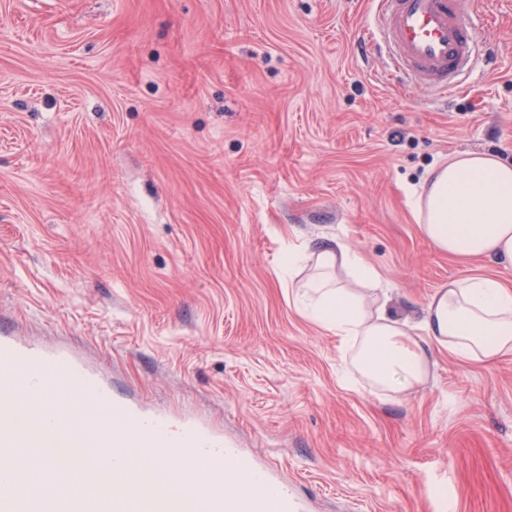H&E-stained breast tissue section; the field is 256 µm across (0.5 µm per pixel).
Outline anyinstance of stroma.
Instances as JSON below:
<instances>
[{"label":"stroma","instance_id":"stroma-1","mask_svg":"<svg viewBox=\"0 0 512 512\" xmlns=\"http://www.w3.org/2000/svg\"><path fill=\"white\" fill-rule=\"evenodd\" d=\"M487 2L497 62L443 106L356 53L372 0H0V332L220 423L305 512H512V353L370 387L281 264L341 239L413 327L450 280L512 291L408 198L459 152L512 162V0Z\"/></svg>","mask_w":512,"mask_h":512}]
</instances>
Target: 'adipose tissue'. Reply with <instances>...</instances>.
<instances>
[{
	"mask_svg": "<svg viewBox=\"0 0 512 512\" xmlns=\"http://www.w3.org/2000/svg\"><path fill=\"white\" fill-rule=\"evenodd\" d=\"M413 214L419 233L438 251L512 266V164L494 154L462 152L433 167ZM283 264L294 271L321 268L297 288L301 311L353 350V368L373 387L407 392L421 386L437 347L483 363L512 352V292L493 278L450 280L432 297L420 323L425 337L416 340L387 313L376 270L346 244L315 255L291 251ZM39 465L50 477L63 469L92 477L109 459L77 437L54 435Z\"/></svg>",
	"mask_w": 512,
	"mask_h": 512,
	"instance_id": "obj_1",
	"label": "adipose tissue"
}]
</instances>
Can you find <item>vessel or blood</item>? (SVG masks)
I'll list each match as a JSON object with an SVG mask.
<instances>
[{"mask_svg":"<svg viewBox=\"0 0 512 512\" xmlns=\"http://www.w3.org/2000/svg\"><path fill=\"white\" fill-rule=\"evenodd\" d=\"M374 3L376 9L356 43L357 51L366 55L386 51L394 75L421 76L433 97L441 100L459 91L465 71L491 67V51L476 50L479 29L487 20L481 0ZM83 392L90 394L92 403L79 432L89 447L111 456L101 481L138 483L142 473L127 467L126 459L153 448L186 449L191 457L209 461L196 486L188 488L168 479L128 498L108 501L101 494V481L86 483L83 512H304L302 501L276 480L273 462H258L211 424L179 420L118 398L95 371L65 349H44L0 336V401L31 416L28 457L40 455L48 433L68 429L61 402ZM19 455L15 432L0 427V474L13 475ZM245 473L257 477L261 493H232L220 499L210 494L211 486L234 483ZM0 512H72L68 483L55 480L42 497L16 496L1 505Z\"/></svg>","mask_w":512,"mask_h":512,"instance_id":"1","label":"vessel or blood"}]
</instances>
